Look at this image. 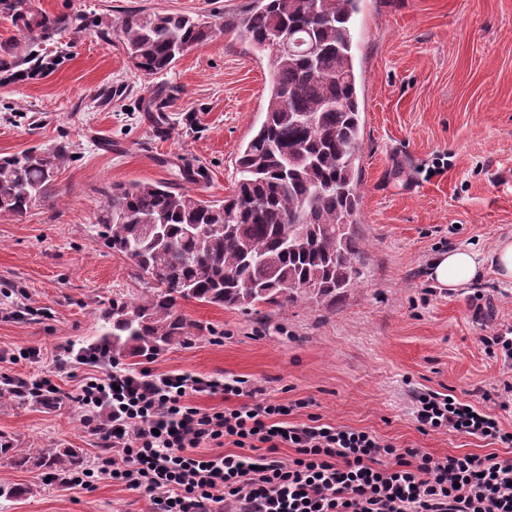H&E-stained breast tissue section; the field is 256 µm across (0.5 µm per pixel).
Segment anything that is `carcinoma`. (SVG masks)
<instances>
[{
	"label": "carcinoma",
	"mask_w": 512,
	"mask_h": 512,
	"mask_svg": "<svg viewBox=\"0 0 512 512\" xmlns=\"http://www.w3.org/2000/svg\"><path fill=\"white\" fill-rule=\"evenodd\" d=\"M360 0H253L233 29L267 56L264 120L237 158L238 179L221 201L163 182L112 189L97 217L100 235L133 262L149 287L112 300L102 346L114 360L152 356L204 337L176 311L180 300L254 309L306 298L334 300L353 285L361 252L356 161L362 145L353 18ZM128 61L145 75L170 70L212 36L180 13L133 12L112 21ZM313 42L315 53L275 52L276 37ZM69 152L30 149L0 157V219H22L54 196ZM154 224L162 242L147 231ZM233 232H224V225ZM205 232L191 238L185 229ZM0 460L16 469L64 473L87 466L80 448H18L0 436Z\"/></svg>",
	"instance_id": "cac0c4a2"
}]
</instances>
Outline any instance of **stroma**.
<instances>
[{
  "mask_svg": "<svg viewBox=\"0 0 512 512\" xmlns=\"http://www.w3.org/2000/svg\"><path fill=\"white\" fill-rule=\"evenodd\" d=\"M251 0H0V56L44 20L22 60L0 67V155L69 144L56 195L21 220H0V377L51 376L49 405L0 402V434L22 448L82 449L97 437L74 395L89 371L75 355L100 333L113 299L143 290L133 263L95 224L113 186L164 181L204 199L229 195L235 159L262 118L270 66L223 32ZM354 57L361 105L360 276L335 300L240 310L180 302L206 338L152 357L121 359L153 372L242 376L270 400H305L297 419L369 431L440 458H512L508 448L422 433L418 391L471 399L512 378L482 337L512 328V281L485 268L451 290L428 277L452 247L489 254L512 235V0H362ZM181 12L219 27L166 72L129 63L113 18ZM31 358H24V351ZM30 487L0 512H150L108 481L69 489L46 470L0 461V486Z\"/></svg>",
  "mask_w": 512,
  "mask_h": 512,
  "instance_id": "35a3bbf8",
  "label": "stroma"
}]
</instances>
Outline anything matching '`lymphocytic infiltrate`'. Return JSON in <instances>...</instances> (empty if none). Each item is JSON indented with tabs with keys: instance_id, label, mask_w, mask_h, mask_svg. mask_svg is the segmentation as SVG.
Returning a JSON list of instances; mask_svg holds the SVG:
<instances>
[{
	"instance_id": "f902f5d3",
	"label": "lymphocytic infiltrate",
	"mask_w": 512,
	"mask_h": 512,
	"mask_svg": "<svg viewBox=\"0 0 512 512\" xmlns=\"http://www.w3.org/2000/svg\"><path fill=\"white\" fill-rule=\"evenodd\" d=\"M91 367L76 399L99 439L96 466L54 473L68 488L109 481L148 497L151 512H512V459L399 448L368 431L295 421L303 400L261 398L244 377L163 374L110 365L101 350L78 354ZM222 394L241 405L205 410L190 397ZM512 410V382L482 391L480 404L416 394L422 433L454 432L512 445L497 414ZM232 443L223 452L224 443ZM290 448L285 460L280 449Z\"/></svg>"
}]
</instances>
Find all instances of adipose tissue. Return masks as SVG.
I'll return each instance as SVG.
<instances>
[{"instance_id": "obj_1", "label": "adipose tissue", "mask_w": 512, "mask_h": 512, "mask_svg": "<svg viewBox=\"0 0 512 512\" xmlns=\"http://www.w3.org/2000/svg\"><path fill=\"white\" fill-rule=\"evenodd\" d=\"M492 266L498 277L512 280V239L496 242L488 256L464 248L438 254L430 263L429 277L440 287L459 288L479 279L484 266Z\"/></svg>"}]
</instances>
